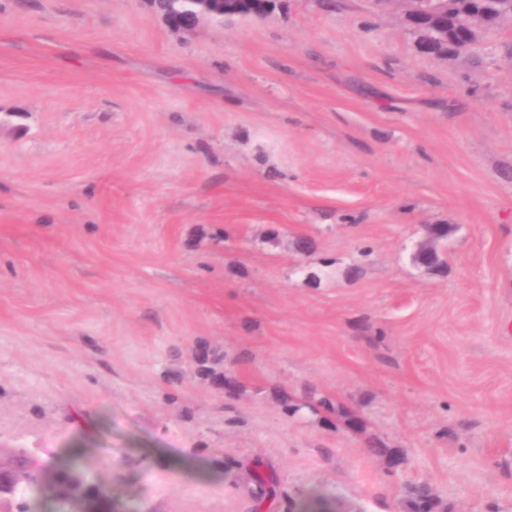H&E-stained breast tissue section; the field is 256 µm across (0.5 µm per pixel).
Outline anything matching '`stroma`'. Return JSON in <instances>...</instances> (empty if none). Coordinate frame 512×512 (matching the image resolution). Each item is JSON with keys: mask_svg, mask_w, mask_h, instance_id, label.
I'll use <instances>...</instances> for the list:
<instances>
[{"mask_svg": "<svg viewBox=\"0 0 512 512\" xmlns=\"http://www.w3.org/2000/svg\"><path fill=\"white\" fill-rule=\"evenodd\" d=\"M0 448L117 512H512V23L0 0ZM196 6V9L194 12H192L187 19L182 22L180 19L170 16H161L166 23L174 29L177 30H183V31H191L196 27V25L202 20V19H208L210 21L215 22H224V21H230L243 12V7L246 4L244 1L248 0H224V13L222 17L217 20L213 14V3L215 0H193ZM241 16H248V14H242ZM449 233L448 225H436V237L430 238L424 248L411 254L412 262L428 270L439 271L444 265V259L438 247L448 241ZM302 409H308L312 413L318 414L320 411L334 412L337 407L335 402L325 395H320L311 391L307 395V400L303 403L288 404V410L292 415L300 412ZM436 497L426 485H418L411 488L406 500L407 512H432L436 507Z\"/></svg>", "mask_w": 512, "mask_h": 512, "instance_id": "stroma-1", "label": "stroma"}]
</instances>
